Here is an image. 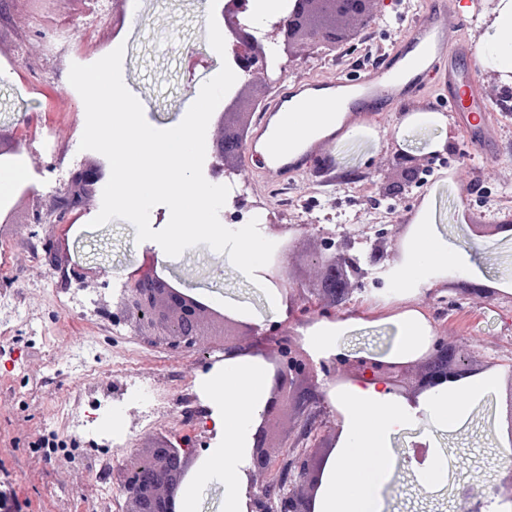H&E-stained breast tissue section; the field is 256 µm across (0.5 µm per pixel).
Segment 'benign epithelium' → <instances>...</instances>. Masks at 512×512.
<instances>
[{"label": "benign epithelium", "instance_id": "1", "mask_svg": "<svg viewBox=\"0 0 512 512\" xmlns=\"http://www.w3.org/2000/svg\"><path fill=\"white\" fill-rule=\"evenodd\" d=\"M306 2L294 0L288 19L270 25L253 21L248 13V0H234V7L225 11L224 26L232 34L228 50L234 58L241 88L279 83L286 66L303 58L295 50L298 43L304 42L315 50L332 41L323 28H310L304 33L298 29L295 21L305 11ZM240 144L237 136L225 131L217 138L215 176L235 172L227 159L237 154ZM397 161L406 178L388 185L384 192L386 198L402 194L423 170L418 159L411 155L400 153ZM103 177L102 163L84 166L75 172L70 184L54 197L49 207L47 222L58 235L44 238L43 249L67 286L73 281L83 286L89 278L98 276V271L77 262L70 266L61 263L58 247L67 239L76 217L86 209ZM386 235L387 231L376 224L364 225L357 239L344 231H323L317 237L319 245L305 254L306 263L314 271L306 283H299L295 278L288 244L281 251V258L269 263L262 275L279 288L294 322L334 319L350 303L362 279L389 271V266L384 264L389 257ZM369 240L373 241V247L362 263L352 250L356 243ZM206 308L208 305L200 293L186 286L169 268L159 265L148 252L142 263L127 273L112 320L129 326L140 336L153 333L174 349L202 351L206 337L219 335L224 337L226 357L246 353L248 347L240 344V337H261L262 347L256 353L271 363L273 376L269 398L253 426L250 464L246 469V512H315L325 467L339 438V429L335 428L339 413L332 412V418L326 420L327 430L315 425L323 416L331 387L376 381L415 406L419 396L460 384L484 371L470 356L449 347L439 336L413 361L398 362L384 354L349 351L316 362L304 349L300 336L286 324L263 330L229 314L215 320ZM320 375L324 376L322 384L318 383ZM500 428L512 438L511 375ZM308 430L313 431L311 443L289 463L295 474L285 490L275 492L273 467L277 456L270 448H284L294 436ZM195 456L196 450L182 442L176 444L166 436L154 438L144 456L118 472L131 505L127 512H179V492ZM461 497L469 504L467 512H482L481 493L464 488Z\"/></svg>", "mask_w": 512, "mask_h": 512}]
</instances>
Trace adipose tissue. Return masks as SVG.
<instances>
[{"instance_id":"adipose-tissue-1","label":"adipose tissue","mask_w":512,"mask_h":512,"mask_svg":"<svg viewBox=\"0 0 512 512\" xmlns=\"http://www.w3.org/2000/svg\"><path fill=\"white\" fill-rule=\"evenodd\" d=\"M479 42L481 52L499 69L512 71V0H506L493 28ZM220 241L242 275L254 278L262 265L264 248L254 225H237L221 235ZM433 267L465 277L478 273L473 249L449 244L431 225L422 223L406 248L404 278L416 281ZM429 342L425 320L410 313L396 322L389 354L404 361L424 351ZM271 378L272 370L262 357L247 353L226 358L211 382L213 397L222 409L219 423L224 445L235 451L234 457H219L213 466L224 479V512H246L245 466L252 424L265 406ZM493 387L494 380L488 377L456 391H440L417 410L374 383L332 391L330 398L341 412L343 424L336 452L326 466L316 512H382L381 491L398 465L390 450L393 435L407 428L419 413L429 417L436 428H453L467 418L471 403L490 394ZM353 457L359 460L360 470L349 478L345 471ZM344 478L349 487L340 496L336 484Z\"/></svg>"}]
</instances>
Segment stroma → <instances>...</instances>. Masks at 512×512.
Here are the masks:
<instances>
[{
	"label": "stroma",
	"mask_w": 512,
	"mask_h": 512,
	"mask_svg": "<svg viewBox=\"0 0 512 512\" xmlns=\"http://www.w3.org/2000/svg\"><path fill=\"white\" fill-rule=\"evenodd\" d=\"M104 10L102 24L87 28L85 18ZM209 0H11L10 20L0 26V130L51 128L53 139L65 150L64 159L51 157L27 137L15 152L26 163L20 188L0 197V273L13 294L16 308L0 311V492L11 495L22 512H93L97 504L98 474L91 462L111 460L113 468L143 452L158 435L188 440L199 454L198 468H205L224 437L212 425L217 407L209 379L224 364V344L215 341L207 358L190 350H173L135 334L128 326L112 321L107 311L120 295L131 267L140 264L145 252L158 254L159 264L180 274L205 296L248 308L252 323L263 326L286 322L267 301L263 277L246 280L225 254L207 244L185 250L180 256H161L153 241L136 242V229L127 221L111 220L92 229L88 222L99 212L101 195H94L68 235L71 258L100 272L80 294L97 323L84 324L59 311L55 297L63 286L60 276L46 261H32L28 245L32 237H45L51 226H33L29 209L48 202L64 189L58 171L74 173L90 161L100 160L95 151L80 150L85 127L84 103L68 81L71 58L53 52L54 22L71 23L68 41L88 38L98 43V56L110 53L115 40L126 45L122 63L125 81L142 101L144 117L155 128L181 121L194 87L203 82L215 59L209 58L207 15ZM366 47L352 40L340 62H332L326 50L287 68L286 80L347 73ZM25 69L36 82H24L16 74ZM473 74L494 106L493 120L502 133L498 152L475 154L453 115L441 113L434 125L412 122L420 104L408 111L366 125L348 138L337 140L329 160L336 175L326 183L322 164L309 160L306 174L271 199L264 184L255 182L244 191L243 208L248 219L266 217L276 209L280 223L308 225L310 233L325 228L327 221L349 231L382 219L388 240L403 245L416 232L421 213H428L437 231L449 242L479 245L477 283L495 288L490 298H465L458 277L434 272L426 280L409 285L400 273L365 278L352 301L338 312L351 326L339 338L345 351L388 352L394 339L395 321L411 312L420 313L431 333L446 336L447 343L470 352L492 365L495 391L472 404L468 418L457 427L431 432L425 416L398 432L391 441L397 457L407 455L422 437L448 462V482L427 490L408 467L397 466L382 490L383 512H462L459 492L495 487L499 475L489 454L498 441V406L506 399V377L512 373V238L493 233L472 234L474 224H512V213L499 211L495 202L512 196V111L505 109L499 87L485 75L483 64ZM454 143L444 166L435 167L431 182L412 188L391 210L379 213L374 204L386 185L399 181L393 156L402 151L423 157ZM360 181L359 199L345 197L348 180ZM465 303L475 318L467 330L444 317L445 309ZM120 394L137 379L148 383L147 402L124 401L113 414L100 418V426L119 434L118 442L88 443L74 424L75 418L92 414L91 391L85 387L88 370ZM68 405L69 416L58 415ZM57 436L62 448L45 453L40 443Z\"/></svg>",
	"instance_id": "obj_1"
}]
</instances>
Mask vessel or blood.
I'll list each match as a JSON object with an SVG mask.
<instances>
[{
  "mask_svg": "<svg viewBox=\"0 0 512 512\" xmlns=\"http://www.w3.org/2000/svg\"><path fill=\"white\" fill-rule=\"evenodd\" d=\"M469 24L463 0H426L423 10L408 20L404 37L377 65L327 79H297L276 91L257 115L247 153L269 147L268 161L259 171L277 173L286 185L305 173L309 157L326 156L351 130L423 101L429 109L455 113L470 146L491 153L497 131L487 118L490 104L484 89L468 69L477 52L476 39L464 35ZM312 111L341 113L340 127L309 138L303 148H290L294 132L276 126L275 117Z\"/></svg>",
  "mask_w": 512,
  "mask_h": 512,
  "instance_id": "1",
  "label": "vessel or blood"
}]
</instances>
